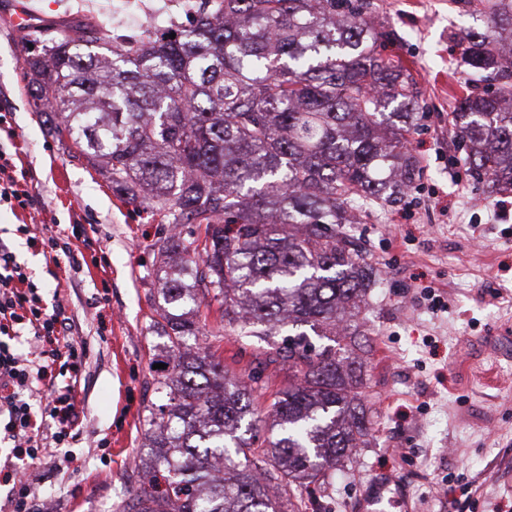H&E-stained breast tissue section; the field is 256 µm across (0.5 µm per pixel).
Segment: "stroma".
<instances>
[{"instance_id": "35a3bbf8", "label": "stroma", "mask_w": 512, "mask_h": 512, "mask_svg": "<svg viewBox=\"0 0 512 512\" xmlns=\"http://www.w3.org/2000/svg\"><path fill=\"white\" fill-rule=\"evenodd\" d=\"M113 0H31L41 27L112 26ZM418 90L409 139L420 161L397 206H373L344 225L378 269L363 311L372 346L365 400L372 428L356 461H344L317 512H366L386 474L401 480V512H512V196L490 194L467 170L452 133L458 100L493 92L469 75L463 39L481 32L486 0H369ZM28 36L0 12V131L27 210L0 208V239L40 281L46 306L62 308L86 354L71 464L45 472L39 512H121L138 487L134 459L145 416L165 403L157 380L163 339L153 325V244L169 225L138 214L108 179L72 157L26 92ZM19 224H79L73 240L100 265L66 270Z\"/></svg>"}]
</instances>
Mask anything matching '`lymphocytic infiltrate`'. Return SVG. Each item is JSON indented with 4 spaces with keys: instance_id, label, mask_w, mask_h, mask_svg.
I'll return each instance as SVG.
<instances>
[{
    "instance_id": "f902f5d3",
    "label": "lymphocytic infiltrate",
    "mask_w": 512,
    "mask_h": 512,
    "mask_svg": "<svg viewBox=\"0 0 512 512\" xmlns=\"http://www.w3.org/2000/svg\"><path fill=\"white\" fill-rule=\"evenodd\" d=\"M63 325L61 310L45 307L38 285L0 243V437L36 467L70 446L78 415L76 383L83 358ZM25 332L38 343L31 357L12 345ZM56 369L63 370V379L47 382ZM33 395L39 406L30 403ZM41 418L47 421L42 434L35 430Z\"/></svg>"
}]
</instances>
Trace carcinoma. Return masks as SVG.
Instances as JSON below:
<instances>
[{
    "instance_id": "carcinoma-1",
    "label": "carcinoma",
    "mask_w": 512,
    "mask_h": 512,
    "mask_svg": "<svg viewBox=\"0 0 512 512\" xmlns=\"http://www.w3.org/2000/svg\"><path fill=\"white\" fill-rule=\"evenodd\" d=\"M33 36L35 111L172 225L154 245L166 403L149 406L152 462L122 512H306L371 425L355 337L379 273L340 225L415 183L409 74L378 53L364 0H198L190 29L120 49L104 30ZM465 62L503 86L459 99L454 137L474 177L511 191L512 0H492ZM214 303L209 336L287 337L234 372L189 345ZM273 364L288 387L270 394Z\"/></svg>"
}]
</instances>
